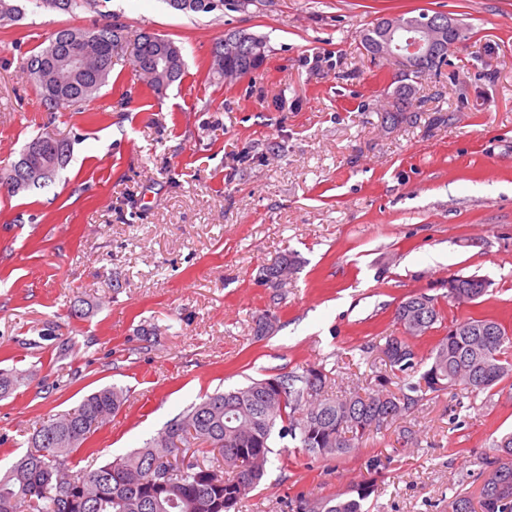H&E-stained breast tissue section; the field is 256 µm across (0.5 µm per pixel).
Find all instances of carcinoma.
I'll return each instance as SVG.
<instances>
[{"mask_svg": "<svg viewBox=\"0 0 512 512\" xmlns=\"http://www.w3.org/2000/svg\"><path fill=\"white\" fill-rule=\"evenodd\" d=\"M35 6L64 13L96 8L108 0H33ZM173 9L210 13L224 7V0H167ZM25 15L19 0H0V27L14 24ZM397 18L409 26H448V16L420 11ZM122 38L119 27L89 29L62 27L48 45L26 61V70L40 88L48 112H84L112 72V48ZM385 38L379 19L361 33V46L377 59L378 46ZM266 40L248 35L234 54L219 58L224 41L213 51L210 70L235 78L253 75L265 57H253L255 44ZM164 51L165 69L146 63V55ZM81 55L82 65L68 68L61 59ZM133 71L153 94L160 95L180 81L185 63L180 49L169 38L151 45V50L133 55ZM448 64V52L440 50L420 64L402 72V78L418 79L438 74ZM57 171L64 168L71 143L37 136L17 160L0 170L8 177L28 168L34 152ZM291 260L284 255L267 269L265 281L283 285L288 280ZM395 314L405 336H384L376 345L382 361L401 374V386L393 391L380 377L374 387L333 394L328 391L331 372L322 365L307 366L300 373L252 380L245 386L214 392L193 403L171 420L157 436L130 453L97 466L79 468L73 455L119 412L127 400L126 391L107 386L85 396L76 406L40 423L29 438L28 449L0 476V512H18L25 504L29 512H236L247 492L257 487L267 471L271 435L279 428L300 452L321 459L349 453L381 427L395 422L417 405L419 392H437L462 386L479 394L491 386L512 379V336L498 322L470 318L448 327L430 353V363L421 369L409 336L420 337L433 329L440 312L434 300L416 294L400 304ZM32 375L0 370V398L30 385ZM203 448L212 454L205 460L192 452ZM496 454L486 465L495 481H484L478 502L456 496L451 512H512V432L494 444ZM375 491L364 483L355 495H338L311 502L300 497L298 512H364V501Z\"/></svg>", "mask_w": 512, "mask_h": 512, "instance_id": "obj_1", "label": "carcinoma"}]
</instances>
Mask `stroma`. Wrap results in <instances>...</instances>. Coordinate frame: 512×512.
Returning a JSON list of instances; mask_svg holds the SVG:
<instances>
[{
    "label": "stroma",
    "mask_w": 512,
    "mask_h": 512,
    "mask_svg": "<svg viewBox=\"0 0 512 512\" xmlns=\"http://www.w3.org/2000/svg\"><path fill=\"white\" fill-rule=\"evenodd\" d=\"M421 10L469 37L441 74L415 80L393 119L398 66L371 61L360 33ZM112 24L125 32L89 105L97 120L46 112L27 59L59 28ZM141 31L173 39L186 63L160 97L132 72ZM231 31L266 39L255 78L212 75ZM38 135L72 152L47 186L0 190V369L38 377L0 399V472L42 421L105 386L127 401L89 443L101 463L252 378L323 364L338 388L373 386L385 370L375 345L414 294L441 313L413 339L418 356L470 317L512 334V0H226L209 14L166 0L68 14L28 0L25 18L0 28V167ZM285 253L288 282L271 287L263 270ZM453 275L491 286L452 302ZM511 431L510 382L429 391L341 458L274 439L239 512H288L296 496L367 481V512H448L453 496H477L493 441Z\"/></svg>",
    "instance_id": "stroma-1"
}]
</instances>
